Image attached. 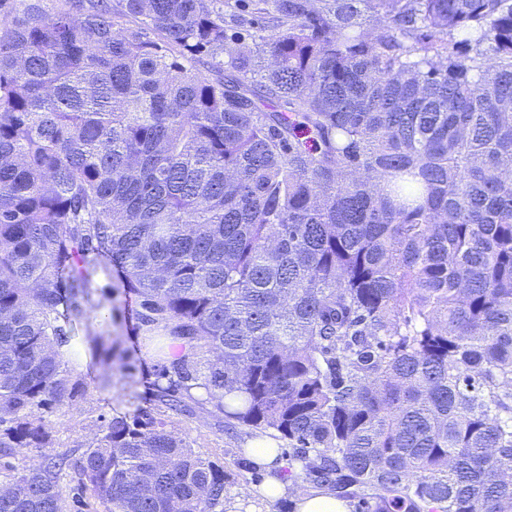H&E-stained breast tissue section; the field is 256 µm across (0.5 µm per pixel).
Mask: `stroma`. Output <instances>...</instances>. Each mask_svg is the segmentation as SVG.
Returning <instances> with one entry per match:
<instances>
[{
    "label": "stroma",
    "mask_w": 512,
    "mask_h": 512,
    "mask_svg": "<svg viewBox=\"0 0 512 512\" xmlns=\"http://www.w3.org/2000/svg\"><path fill=\"white\" fill-rule=\"evenodd\" d=\"M93 299H105L106 308L90 312L73 333L75 368L89 389L76 406L61 405L51 415L54 427L53 453L79 458L86 440L100 418H112L150 405L149 380L157 364L173 359L174 346L160 329L142 326L140 305L118 286L100 264L90 267ZM113 344L116 354L125 358L124 367L113 368L104 376L99 363L90 358V338ZM176 431L186 437L196 452L223 464L227 477L224 512H294L290 496L267 500L257 495L268 473L251 459L248 448L258 431L239 428L233 431L216 425L208 413L200 411L190 418L173 420Z\"/></svg>",
    "instance_id": "35a3bbf8"
}]
</instances>
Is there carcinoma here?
<instances>
[{"label": "carcinoma", "instance_id": "carcinoma-1", "mask_svg": "<svg viewBox=\"0 0 512 512\" xmlns=\"http://www.w3.org/2000/svg\"><path fill=\"white\" fill-rule=\"evenodd\" d=\"M53 2L0 0V512H224L207 404L364 512H509L512 0ZM91 254L180 353L34 459Z\"/></svg>", "mask_w": 512, "mask_h": 512}]
</instances>
